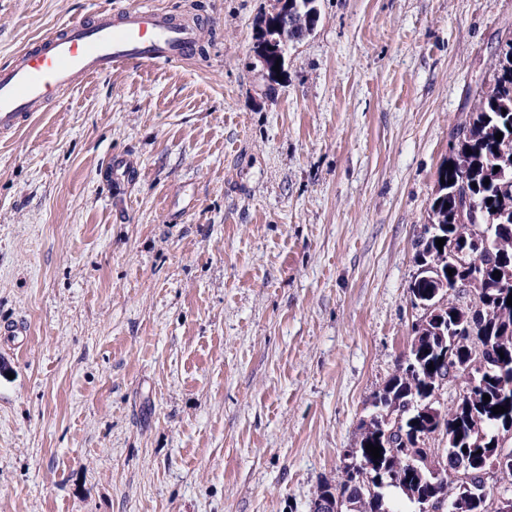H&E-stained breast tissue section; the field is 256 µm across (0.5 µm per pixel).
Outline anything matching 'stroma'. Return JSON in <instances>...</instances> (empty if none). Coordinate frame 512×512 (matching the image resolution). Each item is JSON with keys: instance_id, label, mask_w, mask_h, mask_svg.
I'll return each instance as SVG.
<instances>
[{"instance_id": "stroma-1", "label": "stroma", "mask_w": 512, "mask_h": 512, "mask_svg": "<svg viewBox=\"0 0 512 512\" xmlns=\"http://www.w3.org/2000/svg\"><path fill=\"white\" fill-rule=\"evenodd\" d=\"M138 0H0V65ZM187 61L78 79L0 138V512H312L410 351L437 175L512 0H153ZM137 161L118 183L113 157ZM288 1L292 2V14L303 17L306 27L307 25H315L320 18L318 0H273L270 14L277 17V26L274 31L278 35L276 41H279L285 50L288 48V45L296 43L311 31L308 27L299 36L295 25H293L292 15L288 14ZM313 14L314 16H312ZM265 17L266 16L264 15L260 22L259 30L256 35L255 42L253 44L252 49L255 54L260 51H266L267 69L271 72H276V71H274V66L276 64V60L280 59V62H279V70H280L284 66L285 57L282 54L283 52L279 50V47H280L279 43L269 42V44H268L269 40L267 39V36H270V40H273L276 37V35H274L272 32H270V28H268L266 33H263L262 26L265 22ZM261 33H263V34L261 35Z\"/></svg>"}]
</instances>
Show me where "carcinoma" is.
Masks as SVG:
<instances>
[{
  "label": "carcinoma",
  "mask_w": 512,
  "mask_h": 512,
  "mask_svg": "<svg viewBox=\"0 0 512 512\" xmlns=\"http://www.w3.org/2000/svg\"><path fill=\"white\" fill-rule=\"evenodd\" d=\"M291 9L306 25L320 18L318 0H291ZM270 38H275L272 32L258 30L253 52H266L272 72L274 66H284L285 57ZM499 132L512 134V41L497 49L492 84L477 91L472 111L456 127L457 147L439 169L444 181L437 182L428 213V223L437 225L438 234L426 231L417 242L421 265L439 273L416 281L412 290L415 301H430L412 325L409 358L416 370L396 371L373 397L374 409L393 417L391 425L380 427L377 415L360 425V453L375 470L393 477L383 485L321 484L316 498L331 495L335 512H397L393 492L406 502V512L423 500L452 501L456 512H492L485 461L512 439V306L507 304L512 287H503L512 281V140H496ZM488 224L500 225L496 246L485 245L482 233ZM440 238L445 239L441 250L435 243ZM450 248L479 261V288L465 287L464 270L448 261ZM496 270L500 275H494ZM452 295L467 296L469 302L455 303ZM470 320L476 335L469 342L454 340L456 330ZM430 364L434 369H428ZM446 378L462 381V393L431 429L418 407L438 395ZM485 394L490 401L483 400ZM497 405L507 411L493 413ZM437 431L447 438L448 447L426 446ZM368 444L382 448L381 458L373 459ZM410 456L419 458L417 466L404 464ZM454 460L467 462L469 479L436 477L437 469Z\"/></svg>",
  "instance_id": "carcinoma-1"
}]
</instances>
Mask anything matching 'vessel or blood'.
<instances>
[{
  "label": "vessel or blood",
  "mask_w": 512,
  "mask_h": 512,
  "mask_svg": "<svg viewBox=\"0 0 512 512\" xmlns=\"http://www.w3.org/2000/svg\"><path fill=\"white\" fill-rule=\"evenodd\" d=\"M200 36L196 23L174 20L152 0L71 20L0 66V134L19 132L76 78L189 60Z\"/></svg>",
  "instance_id": "obj_1"
}]
</instances>
